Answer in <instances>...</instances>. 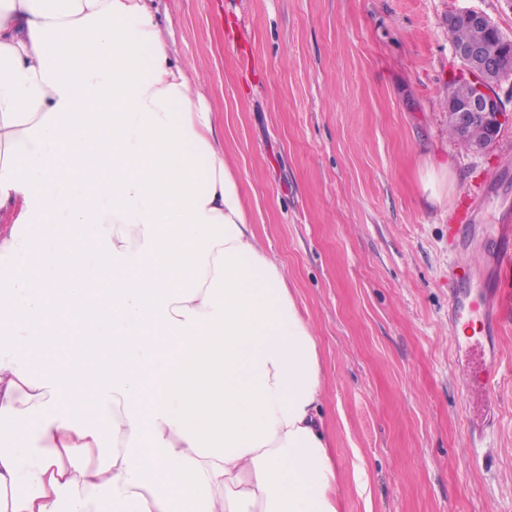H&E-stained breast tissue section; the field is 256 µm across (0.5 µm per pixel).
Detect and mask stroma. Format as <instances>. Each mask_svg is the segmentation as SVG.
Returning a JSON list of instances; mask_svg holds the SVG:
<instances>
[{
    "label": "stroma",
    "instance_id": "stroma-1",
    "mask_svg": "<svg viewBox=\"0 0 512 512\" xmlns=\"http://www.w3.org/2000/svg\"><path fill=\"white\" fill-rule=\"evenodd\" d=\"M469 9L512 39V0H156L316 336L342 512H512V370L468 437L448 330L449 225L471 215L479 279L512 218V124L481 154L448 135Z\"/></svg>",
    "mask_w": 512,
    "mask_h": 512
}]
</instances>
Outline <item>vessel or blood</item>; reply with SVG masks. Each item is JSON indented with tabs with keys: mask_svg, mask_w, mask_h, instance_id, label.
<instances>
[{
	"mask_svg": "<svg viewBox=\"0 0 512 512\" xmlns=\"http://www.w3.org/2000/svg\"><path fill=\"white\" fill-rule=\"evenodd\" d=\"M448 235L458 241L455 261L448 274V323L454 326L474 319L482 326L480 338L458 344L459 351L478 359L464 373L462 384L465 391H481L490 400L495 396L501 368L495 341L512 330V225H496V246L490 255L493 278L476 287L471 284L467 261L469 229L455 224L449 227Z\"/></svg>",
	"mask_w": 512,
	"mask_h": 512,
	"instance_id": "1",
	"label": "vessel or blood"
}]
</instances>
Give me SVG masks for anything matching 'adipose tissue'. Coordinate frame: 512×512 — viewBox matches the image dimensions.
Listing matches in <instances>:
<instances>
[{"mask_svg": "<svg viewBox=\"0 0 512 512\" xmlns=\"http://www.w3.org/2000/svg\"><path fill=\"white\" fill-rule=\"evenodd\" d=\"M324 391L152 0H0V512H339Z\"/></svg>", "mask_w": 512, "mask_h": 512, "instance_id": "1", "label": "adipose tissue"}]
</instances>
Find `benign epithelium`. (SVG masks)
<instances>
[{"instance_id":"1","label":"benign epithelium","mask_w":512,"mask_h":512,"mask_svg":"<svg viewBox=\"0 0 512 512\" xmlns=\"http://www.w3.org/2000/svg\"><path fill=\"white\" fill-rule=\"evenodd\" d=\"M457 22L485 28L494 36L489 44L454 49L455 55L465 63L462 79L469 83L470 92L466 99L448 108V123L471 151L482 153L494 142L502 125L512 119V114L506 111L495 90L503 73L512 70V41L505 38L497 25L483 12L465 10L448 19L450 24ZM477 121L485 126L486 138L469 141L468 130Z\"/></svg>"}]
</instances>
